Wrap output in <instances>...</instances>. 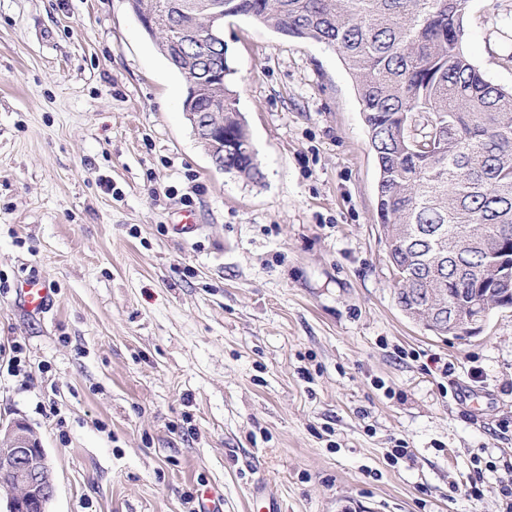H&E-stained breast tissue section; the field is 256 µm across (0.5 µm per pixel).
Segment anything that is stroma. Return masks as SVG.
<instances>
[{
  "label": "stroma",
  "mask_w": 512,
  "mask_h": 512,
  "mask_svg": "<svg viewBox=\"0 0 512 512\" xmlns=\"http://www.w3.org/2000/svg\"><path fill=\"white\" fill-rule=\"evenodd\" d=\"M224 43L255 181L127 0H0V423L39 437L50 512H504L512 308L465 340L405 317L338 54L242 17ZM462 46L511 89L512 0H469ZM24 298L27 304L34 310L46 308L51 294V288L45 280L31 278L23 288Z\"/></svg>",
  "instance_id": "1"
}]
</instances>
